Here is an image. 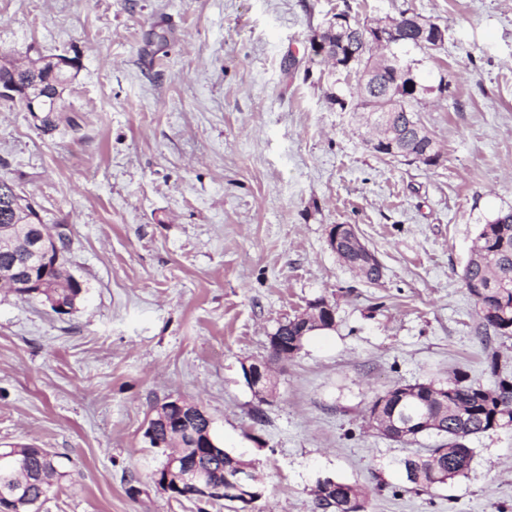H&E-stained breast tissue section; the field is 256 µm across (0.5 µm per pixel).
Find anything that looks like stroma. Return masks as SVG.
<instances>
[{"mask_svg": "<svg viewBox=\"0 0 512 512\" xmlns=\"http://www.w3.org/2000/svg\"><path fill=\"white\" fill-rule=\"evenodd\" d=\"M406 9L446 31L408 54L435 167L372 152L311 43L338 11ZM1 51L79 62L53 127L0 102V181L67 225L82 284L65 315L0 294V448L70 473L40 512H232L151 483L165 455L144 432L172 398L255 464L254 512H320L327 476L366 488V512H512V426L420 491L402 462L439 437L396 442L368 417L398 385L512 381V336L484 331L462 281L480 225L512 210V0H0ZM336 224L379 281L336 256ZM318 299L332 329L272 361L269 336ZM255 360L275 372L263 398L242 376ZM336 225H339V227L336 228ZM336 225H334L329 232L330 247L334 252H336L338 256H340L339 244L344 241V237H349L353 240H356L359 244L358 246L361 248L359 258L360 264H352L351 266L355 269V272L362 277V272H366L367 268L376 262V258L371 250L366 246V244H364L358 232L352 226L347 224ZM344 263L346 262L344 261ZM347 265L350 266L349 264Z\"/></svg>", "mask_w": 512, "mask_h": 512, "instance_id": "35a3bbf8", "label": "stroma"}]
</instances>
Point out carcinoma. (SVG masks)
Masks as SVG:
<instances>
[{"mask_svg":"<svg viewBox=\"0 0 512 512\" xmlns=\"http://www.w3.org/2000/svg\"><path fill=\"white\" fill-rule=\"evenodd\" d=\"M432 30L441 27L430 19L414 12L403 11L388 24L360 25L348 20V15L339 12L328 21V26L319 37L312 38L317 54L330 58L342 66L346 75H354L357 81L368 79L370 95L360 91L344 95L331 92V103L345 109L352 107L372 114L380 107L385 92H390L389 108L394 114L395 125L405 135L411 150L404 159L417 165L433 167L440 163L442 154L431 134L424 127L415 110L417 93L404 84L395 83L397 71L407 67L405 50L415 49L429 55L438 51L442 44L434 40H416L417 24ZM70 81L69 70L54 69L53 62L44 63L39 73L38 97L43 111H58L57 88ZM15 196L12 186L0 182V226L27 219L22 210L34 213L31 206L21 209L12 207ZM30 235L16 236L0 245V289L15 280L25 268L30 254L27 245ZM474 249L481 254L478 262H468L463 281L469 294L479 307L485 330L505 336L512 334V211L500 212L481 225ZM421 403L415 398L390 399L383 407L382 414L413 415ZM433 423L431 431L447 439L437 448H431L425 455H413L404 460L407 481L416 489H431L444 481L463 476L469 470L473 449L464 441L498 427L512 425V382L501 381L495 390H488L458 374L447 386V404L432 405L429 409ZM152 426L155 438L152 445H163L173 453H180L179 470L187 481L182 483L180 497H194L192 477L204 474L209 481L217 484L233 476L243 459L231 453H216L201 447L204 428L196 423L192 430L197 442L189 446L185 437L176 429L154 417ZM12 460L11 467L5 468L0 461V474L10 478L18 488L15 497L0 499V508L6 512H38L50 488L61 483L67 473L58 470L54 456L44 448L16 446L0 448V456ZM368 493L358 485L337 482L336 494L328 502L316 499L317 507L332 512H349L348 503H357L359 512H364Z\"/></svg>","mask_w":512,"mask_h":512,"instance_id":"carcinoma-1","label":"carcinoma"}]
</instances>
